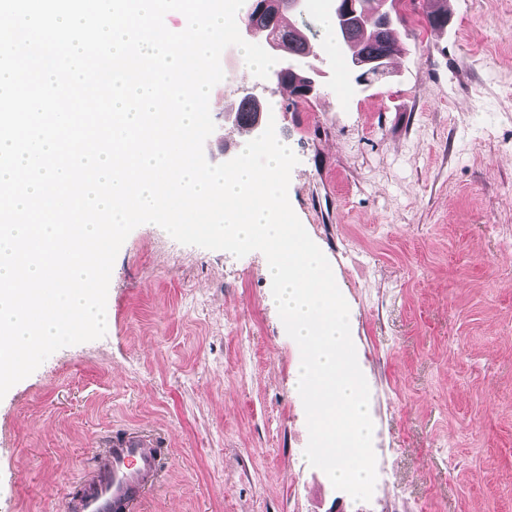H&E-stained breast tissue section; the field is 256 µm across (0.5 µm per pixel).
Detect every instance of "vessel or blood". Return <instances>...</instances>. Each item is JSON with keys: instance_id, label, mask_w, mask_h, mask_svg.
<instances>
[{"instance_id": "b4317fda", "label": "vessel or blood", "mask_w": 512, "mask_h": 512, "mask_svg": "<svg viewBox=\"0 0 512 512\" xmlns=\"http://www.w3.org/2000/svg\"><path fill=\"white\" fill-rule=\"evenodd\" d=\"M164 459L155 438L132 433L113 441L105 461L69 501L70 512H139L160 479Z\"/></svg>"}]
</instances>
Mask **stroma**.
Wrapping results in <instances>:
<instances>
[{
    "label": "stroma",
    "mask_w": 512,
    "mask_h": 512,
    "mask_svg": "<svg viewBox=\"0 0 512 512\" xmlns=\"http://www.w3.org/2000/svg\"><path fill=\"white\" fill-rule=\"evenodd\" d=\"M404 59L340 100L336 59L308 99L221 55L225 121L245 93L299 159L289 202L349 305L370 388V501L304 457L299 347L254 251L143 224L115 259L103 338L63 347L0 399V512H65L114 437L165 438L143 512H512V0H466L444 38L409 14Z\"/></svg>",
    "instance_id": "stroma-1"
}]
</instances>
